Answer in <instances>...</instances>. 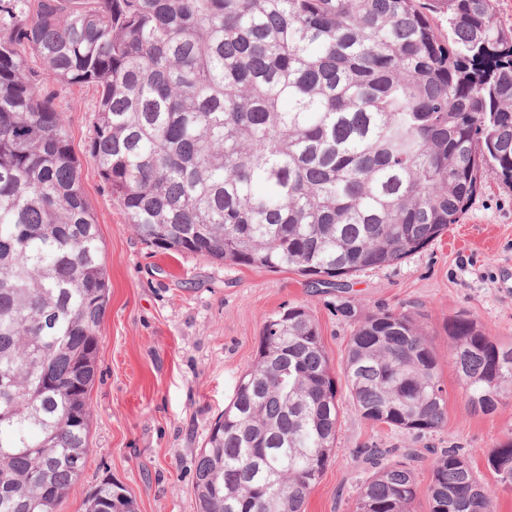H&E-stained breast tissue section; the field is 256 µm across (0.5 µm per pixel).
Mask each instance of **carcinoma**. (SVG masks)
Returning <instances> with one entry per match:
<instances>
[{"label": "carcinoma", "mask_w": 512, "mask_h": 512, "mask_svg": "<svg viewBox=\"0 0 512 512\" xmlns=\"http://www.w3.org/2000/svg\"><path fill=\"white\" fill-rule=\"evenodd\" d=\"M0 0V512H57L89 456L109 302L99 224L49 84L97 88L89 156L137 236L164 253L331 285L395 265L458 223L488 169L512 185V29L492 0ZM39 60L34 73L28 58ZM342 367L355 411L447 424L417 318L353 300ZM468 409L512 386V343L447 326ZM338 382L303 306L265 318L211 425L197 512H302L336 445ZM353 512H415L414 449L361 448ZM488 469L512 487V438ZM430 512H495L466 452H434ZM85 512H135L110 481Z\"/></svg>", "instance_id": "obj_1"}]
</instances>
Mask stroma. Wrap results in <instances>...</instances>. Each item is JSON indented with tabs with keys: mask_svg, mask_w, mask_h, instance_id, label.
<instances>
[{
	"mask_svg": "<svg viewBox=\"0 0 512 512\" xmlns=\"http://www.w3.org/2000/svg\"><path fill=\"white\" fill-rule=\"evenodd\" d=\"M50 93L81 164L110 284L89 394L90 441L97 452L58 512H85L89 493L106 479L125 489L136 512H196V460L211 423L255 358L265 317L288 305L307 307L338 374L354 327L336 311L344 300L415 314L444 361L448 423L419 438L393 431L360 418L347 390H340L336 447L304 512H353L365 476L358 451L373 446L464 448L497 512H512V488L501 487L486 467L489 450L512 438V393L495 412L474 414L446 363V326L457 316L473 317L490 325L494 336L512 340V185L482 176L459 223L441 239L396 265L357 273L347 287L314 288L308 277L288 269L219 265L145 245L88 154L96 91L59 85Z\"/></svg>",
	"mask_w": 512,
	"mask_h": 512,
	"instance_id": "stroma-1",
	"label": "stroma"
}]
</instances>
